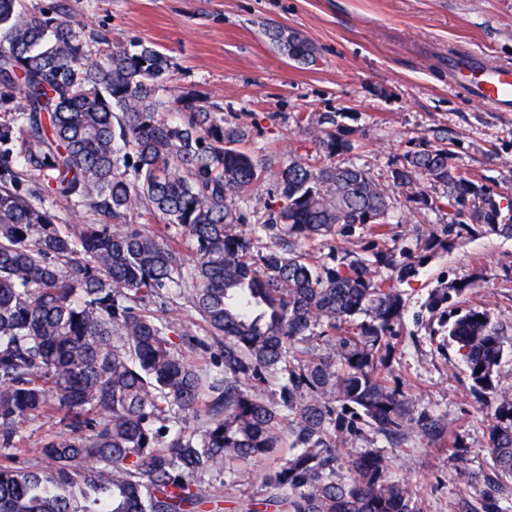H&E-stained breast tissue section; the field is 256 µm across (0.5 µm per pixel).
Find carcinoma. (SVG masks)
Instances as JSON below:
<instances>
[{"mask_svg": "<svg viewBox=\"0 0 512 512\" xmlns=\"http://www.w3.org/2000/svg\"><path fill=\"white\" fill-rule=\"evenodd\" d=\"M269 37L315 62L300 34ZM169 78L162 52L110 47L66 0H0V107L14 113L0 123V512H202L231 492L197 474L255 460L269 463L261 497H236V512H421L383 457L343 454L370 429L392 444L446 434L382 375L406 307L397 285L470 238H512V219L445 136L410 139L376 173L346 158L345 114L324 112L312 150L275 168L243 147L241 115L172 98ZM267 174L260 215L250 190ZM396 192L448 223L388 240ZM139 209L157 224L127 223ZM359 227L361 250L316 254ZM474 286L443 282L424 307L492 413L499 486L512 393L494 378L512 344L488 311L458 307ZM55 418L66 433L44 444L47 464L18 461L21 426Z\"/></svg>", "mask_w": 512, "mask_h": 512, "instance_id": "carcinoma-1", "label": "carcinoma"}]
</instances>
